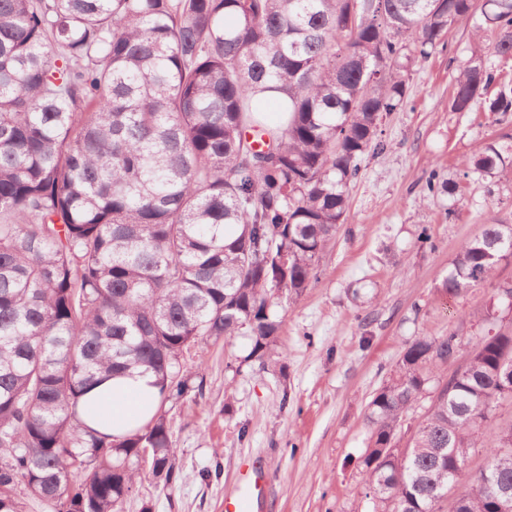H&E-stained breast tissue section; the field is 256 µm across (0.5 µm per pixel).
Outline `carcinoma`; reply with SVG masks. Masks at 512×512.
Masks as SVG:
<instances>
[{
    "label": "carcinoma",
    "mask_w": 512,
    "mask_h": 512,
    "mask_svg": "<svg viewBox=\"0 0 512 512\" xmlns=\"http://www.w3.org/2000/svg\"><path fill=\"white\" fill-rule=\"evenodd\" d=\"M476 15L511 59L512 0H0V512H23L21 485L48 512H121L144 451L156 486L176 482L162 411L116 437L83 424L82 395L140 370L160 403L180 397L204 380L183 355L208 339L244 334L267 361L277 300L315 278L411 71ZM477 103L512 119V86L475 52L448 107ZM466 168L498 178L512 149L487 142ZM425 186L458 190L436 171ZM511 259L512 224H487L440 291L483 288ZM509 314L498 285L469 348L451 330L405 342L366 414L382 512H445L452 489L456 512H498L512 423L467 462L512 398V332H492ZM452 355L464 370L436 379Z\"/></svg>",
    "instance_id": "obj_1"
}]
</instances>
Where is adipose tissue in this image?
<instances>
[{
  "label": "adipose tissue",
  "instance_id": "1",
  "mask_svg": "<svg viewBox=\"0 0 512 512\" xmlns=\"http://www.w3.org/2000/svg\"><path fill=\"white\" fill-rule=\"evenodd\" d=\"M158 404L153 376L135 370L121 378H106L90 388L80 402V418L100 433L122 435L144 426Z\"/></svg>",
  "mask_w": 512,
  "mask_h": 512
}]
</instances>
